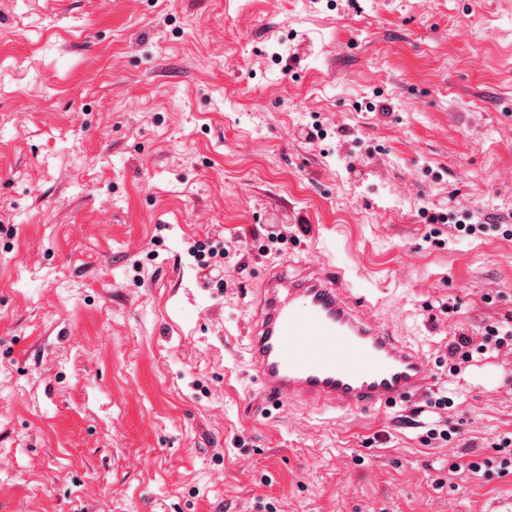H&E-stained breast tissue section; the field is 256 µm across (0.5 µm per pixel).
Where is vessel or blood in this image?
Here are the masks:
<instances>
[{
	"instance_id": "obj_1",
	"label": "vessel or blood",
	"mask_w": 512,
	"mask_h": 512,
	"mask_svg": "<svg viewBox=\"0 0 512 512\" xmlns=\"http://www.w3.org/2000/svg\"><path fill=\"white\" fill-rule=\"evenodd\" d=\"M248 354L268 405L324 411L386 407L421 391L425 359L382 324L341 268L322 262L298 276L268 267L247 327Z\"/></svg>"
}]
</instances>
